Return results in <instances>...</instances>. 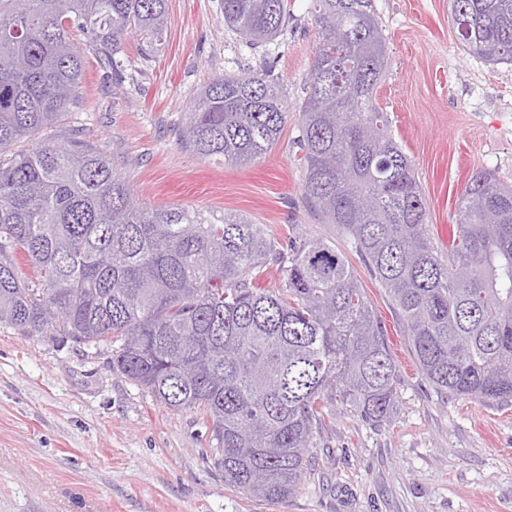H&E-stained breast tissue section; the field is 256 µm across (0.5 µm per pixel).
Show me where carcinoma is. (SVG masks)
Segmentation results:
<instances>
[{
    "mask_svg": "<svg viewBox=\"0 0 512 512\" xmlns=\"http://www.w3.org/2000/svg\"><path fill=\"white\" fill-rule=\"evenodd\" d=\"M14 9L0 0V325L115 345L112 370L211 426L224 486L266 500L296 491L335 406L377 424L393 412L399 368L349 252L433 387L512 402V184L472 176L448 245L434 241L375 98L388 64L375 0H312L318 44L299 106L303 199L345 252L318 235L281 251L239 213L138 205L113 159L62 135L83 73L73 31L117 72L125 37L143 56L163 44L167 0H31L22 20ZM448 10L465 52L512 65V0ZM292 22L289 0H224V26L250 49ZM290 118L272 68H240L203 88L179 141L247 164ZM272 265L275 291L261 285Z\"/></svg>",
    "mask_w": 512,
    "mask_h": 512,
    "instance_id": "obj_1",
    "label": "carcinoma"
}]
</instances>
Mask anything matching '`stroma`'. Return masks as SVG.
I'll return each instance as SVG.
<instances>
[{
  "label": "stroma",
  "mask_w": 512,
  "mask_h": 512,
  "mask_svg": "<svg viewBox=\"0 0 512 512\" xmlns=\"http://www.w3.org/2000/svg\"><path fill=\"white\" fill-rule=\"evenodd\" d=\"M290 3L296 24L265 60L225 29L223 0H168L164 44L145 58L127 38L120 78L79 36L68 129L113 157L139 204L244 214L282 243L335 236L302 198L295 123L241 166L201 160L176 136L201 89L241 66L268 62L298 105L318 38L311 0ZM375 3L388 56L376 100L444 244L472 174L512 183V65L464 53L448 0ZM366 288L399 365L394 414L378 425L336 410L310 451L311 475L279 502L225 487L210 427L113 372L106 349L1 325L0 512H512V404L437 391L382 290Z\"/></svg>",
  "instance_id": "obj_1"
}]
</instances>
